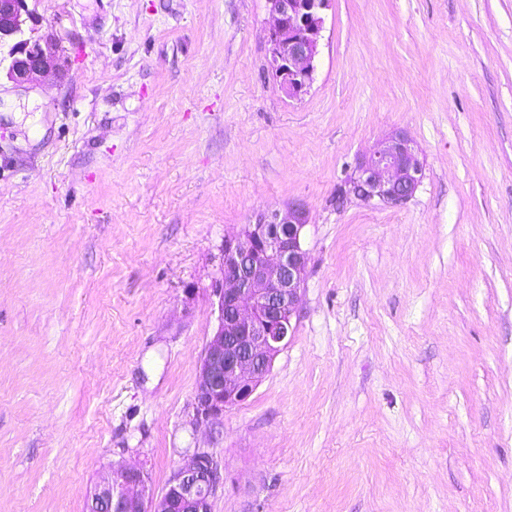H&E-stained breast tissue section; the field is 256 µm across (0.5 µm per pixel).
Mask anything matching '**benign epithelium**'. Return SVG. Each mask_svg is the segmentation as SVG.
<instances>
[{"mask_svg": "<svg viewBox=\"0 0 512 512\" xmlns=\"http://www.w3.org/2000/svg\"><path fill=\"white\" fill-rule=\"evenodd\" d=\"M269 68L280 92L289 99L306 94L315 80L324 11L330 0H265ZM36 16L28 0H0V73L15 85H37L57 76L60 51L50 38L33 36ZM424 177L423 162L404 132L385 138L362 157L341 184V197L400 208L413 197ZM305 209L292 205L267 211L241 232L224 238L222 283L217 297V325L201 359L196 413L205 421L246 400L269 372L275 357L294 334L306 275ZM221 475L213 456L196 450L179 463L165 492H149L148 477L138 467L111 470L98 483L88 512H211Z\"/></svg>", "mask_w": 512, "mask_h": 512, "instance_id": "1", "label": "benign epithelium"}]
</instances>
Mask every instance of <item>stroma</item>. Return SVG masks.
<instances>
[{"instance_id":"obj_1","label":"stroma","mask_w":512,"mask_h":512,"mask_svg":"<svg viewBox=\"0 0 512 512\" xmlns=\"http://www.w3.org/2000/svg\"><path fill=\"white\" fill-rule=\"evenodd\" d=\"M63 77L0 83V512L162 494L212 512H512V0H331L285 98L265 0H35ZM395 131L397 209L336 190ZM308 211L295 332L196 415L224 239ZM220 482L213 456L196 450L182 458L159 497L149 492L143 470L123 466L102 478L87 507L89 512H211V500Z\"/></svg>"}]
</instances>
